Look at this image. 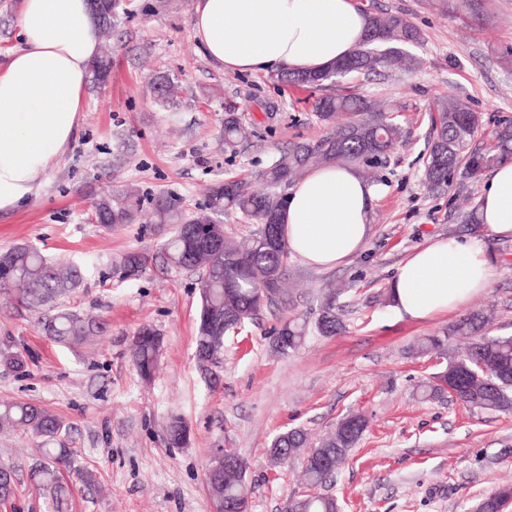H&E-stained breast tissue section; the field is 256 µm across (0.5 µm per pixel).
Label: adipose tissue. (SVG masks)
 <instances>
[{"mask_svg":"<svg viewBox=\"0 0 512 512\" xmlns=\"http://www.w3.org/2000/svg\"><path fill=\"white\" fill-rule=\"evenodd\" d=\"M22 45L0 66V211L34 197L82 120L89 66L100 49L87 0H23ZM353 0H193L192 35L215 66L320 71L364 39ZM374 195L351 166L310 170L281 215L292 255L332 267L365 246ZM488 237H512V160L498 164L479 197ZM495 258L484 241L437 239L415 250L389 282L394 310L424 319L465 304L489 284Z\"/></svg>","mask_w":512,"mask_h":512,"instance_id":"adipose-tissue-1","label":"adipose tissue"}]
</instances>
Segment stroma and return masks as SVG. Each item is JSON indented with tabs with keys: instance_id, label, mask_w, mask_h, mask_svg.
Here are the masks:
<instances>
[{
	"instance_id": "stroma-1",
	"label": "stroma",
	"mask_w": 512,
	"mask_h": 512,
	"mask_svg": "<svg viewBox=\"0 0 512 512\" xmlns=\"http://www.w3.org/2000/svg\"><path fill=\"white\" fill-rule=\"evenodd\" d=\"M130 14L109 41L112 76L87 88L81 126L37 195L0 212V252L29 244L59 264L83 266L66 307L105 320L103 336L68 346L46 336L41 315L0 293V402L39 405L62 422L74 451L66 479L74 512H213L204 466L231 450L248 464L249 512H283L306 492L301 464L272 463L266 450L299 428L310 445L352 412L368 427L325 487L341 512H471L490 490L512 485V412L471 410L448 397L422 398L418 386L444 359L418 355L417 339L439 334L478 307L494 310L492 332L512 331V238H485L460 221L465 197L482 183L455 178L436 188L423 179L435 99L453 96L482 113L485 130L512 117V0H357L400 11L423 40L411 46L412 71L381 69L356 79L361 95L386 101L402 140L375 173L371 235L357 255L333 267L288 261L283 305L263 310L224 340L220 386H208L194 359L200 305L196 276L163 268L156 255L170 225L143 219L106 227L92 220L102 194L137 190L176 199L188 214L215 180L251 181L298 141L322 139L310 92L275 85V70L227 72L199 52L191 33L193 0H128ZM166 76L182 91L166 108L153 83ZM235 107L249 127L236 153L220 136ZM485 239L496 254L488 288L461 310L422 320L397 314L388 283L416 248L438 238ZM153 255L125 277L124 254ZM338 289L345 329L309 331L295 351L273 347L286 318L314 319L327 289ZM161 336L159 369L140 377L130 355L142 326ZM173 415L189 427L180 448L165 443ZM32 433L0 430V465L15 467L18 490L0 512H50L27 473L39 457ZM91 474L84 482L83 474Z\"/></svg>"
}]
</instances>
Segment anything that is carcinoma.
Returning a JSON list of instances; mask_svg holds the SVG:
<instances>
[{"label":"carcinoma","instance_id":"cac0c4a2","mask_svg":"<svg viewBox=\"0 0 512 512\" xmlns=\"http://www.w3.org/2000/svg\"><path fill=\"white\" fill-rule=\"evenodd\" d=\"M100 31L110 30L121 13H128L125 0H101L91 8ZM367 34L349 55L319 72H283L277 80L305 89L320 91L313 101L316 118L330 128L321 140L294 143L288 154L272 162L261 177L265 188L255 190L239 178L218 179L206 189L203 212L187 215L175 199L157 197L150 201L156 224L175 225L174 234L163 244L162 262L169 268L199 274L201 308L195 337L194 354H199L214 336L236 332L256 317L254 297L262 285L275 288L277 302L286 296L285 271L290 251L279 223L287 203L286 189L315 167L352 165L362 174L381 164L401 138V126L393 113L383 111L377 102L360 94L325 93L340 78L375 73L381 67L405 65L414 68L416 59L403 47L421 41L420 30L401 12H366ZM92 82L102 85L112 72V57L107 50L90 65ZM181 92L179 84L160 77L157 100L166 105ZM483 130V116L454 98L434 101L432 137L424 165V179L430 186H451L456 173L477 182L504 160L512 159V121L500 120L490 132V143L477 147L474 142ZM249 137L243 118L235 109L224 117V147L235 151ZM240 214L267 226L268 241L255 233L247 243L238 244L224 231L223 217ZM96 223L110 227L133 224L144 214L142 198L134 193L102 195L94 205ZM149 261L141 251L126 253L120 262L125 276L138 275ZM81 269L71 266L63 272L39 251L16 246L0 254V290L11 292L33 308L52 311L43 329L52 339L69 345L85 342L89 336L104 331L105 324L57 306V301L77 288ZM490 318L481 310L473 311L449 326L443 335L426 336L413 345L417 354L435 353L446 359V366L419 385L422 397L437 398L444 389L436 379L446 376L450 396L459 403L484 412L512 411V335L486 332ZM323 336L343 330V319L336 307V292L327 293L315 321ZM308 334V321L297 318L283 321L278 335L288 338V349L299 347ZM161 342L156 331L144 326L133 339L134 363L143 380L153 378ZM0 428L21 429L40 439L44 461L29 469L30 481L47 492L52 512H70L73 491L62 469L74 463L73 450L63 445L61 421L49 411L31 404L14 402L0 405ZM366 419L351 413L339 421L312 450L302 429H291L277 436L271 444L275 463L301 459L303 476L310 493L290 497L285 512H338L333 497L317 493L335 473L363 436ZM187 429L178 416L167 425V444L179 448L186 443ZM16 475L11 467H0V503L14 496L15 484H7L3 475ZM246 472H225L219 478L205 473L213 507L219 512L224 504L248 512L250 489ZM505 485L485 495L479 512H512V495Z\"/></svg>","mask_w":512,"mask_h":512}]
</instances>
